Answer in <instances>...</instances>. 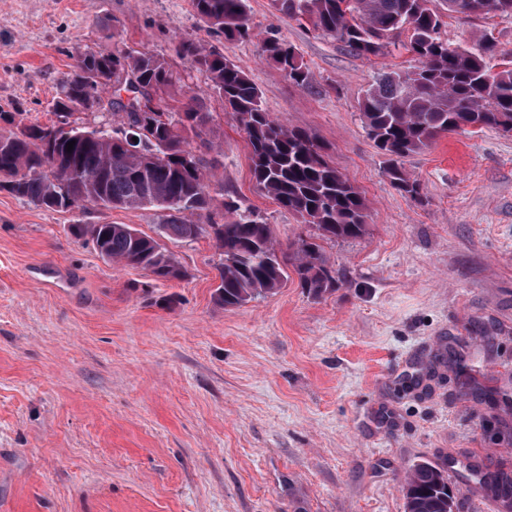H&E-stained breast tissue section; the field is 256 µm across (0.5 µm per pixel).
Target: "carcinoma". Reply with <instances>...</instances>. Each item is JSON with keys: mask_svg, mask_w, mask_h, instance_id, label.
<instances>
[{"mask_svg": "<svg viewBox=\"0 0 512 512\" xmlns=\"http://www.w3.org/2000/svg\"><path fill=\"white\" fill-rule=\"evenodd\" d=\"M434 0H270V7L290 20L308 23L321 37L340 43L362 57L376 56L390 45L413 55L419 66L411 72L379 75L361 103L367 134L388 157L385 173L391 185L413 199L420 183L400 160L423 150L439 135L468 126L480 130L512 129V68L493 69L497 44L487 34L467 49L451 48L440 37V12ZM446 10L463 17L481 14L512 16V0H442ZM191 6L218 37L214 43L191 38L175 42V54L188 68L202 73L224 104L249 145L250 172L257 190L296 215L313 230L283 251L271 225L240 199L222 203L225 216L207 191L212 143L202 127L211 113L198 107L191 94L177 112H162L160 92L174 86L175 76L164 58L148 51L117 49L110 54L83 51L61 81L52 105L68 128L50 136L49 126L26 121L22 112H0L8 135H0V177L18 199L53 210H68L99 201L112 209L148 205L163 210L160 235L186 240L207 236L224 256L216 303L240 306L273 294L288 281L293 268L299 286L319 298L331 290L334 276L321 242L357 238L367 230V204L353 184L332 165L325 147L311 132L286 127L262 105L261 90L242 68L224 58L219 37L249 40L254 36L248 0H191ZM407 32L406 40L393 37ZM261 52L292 84L306 88L310 71L295 48L272 32ZM134 94L133 100H156L157 111L139 112L103 96ZM105 102L119 125L112 137L96 136L73 116L89 99ZM139 125L150 134L156 157L147 160L124 148L119 133ZM75 142L73 150L66 144ZM187 154L186 168L178 155ZM69 232L93 244L108 262L149 270L159 281L182 280L187 269L159 242L127 224H72ZM476 487L492 489L512 509V476H488L470 470ZM405 512H454L457 492L448 484L447 468L420 462L409 469L404 487Z\"/></svg>", "mask_w": 512, "mask_h": 512, "instance_id": "carcinoma-1", "label": "carcinoma"}]
</instances>
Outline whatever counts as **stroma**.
<instances>
[{
	"mask_svg": "<svg viewBox=\"0 0 512 512\" xmlns=\"http://www.w3.org/2000/svg\"><path fill=\"white\" fill-rule=\"evenodd\" d=\"M252 41L224 55L273 119L307 129L363 194L367 231L324 242L336 284L290 278L242 306L214 301L213 241L168 240L189 272L155 280L104 261L73 224L154 234L158 210L54 211L0 189V512H405L410 467L487 450L512 475V133H450L403 160L401 194L368 138L375 78L410 71L398 50L361 57L250 0ZM114 37H107V26ZM275 29L311 72L297 87L259 55ZM512 61V17L444 16L450 47L481 34ZM207 40L190 0H0V112L54 119L76 51L164 57L211 121L217 200L237 196L281 246L307 229L258 192L243 131L173 44ZM449 347L467 359L409 381Z\"/></svg>",
	"mask_w": 512,
	"mask_h": 512,
	"instance_id": "stroma-1",
	"label": "stroma"
}]
</instances>
